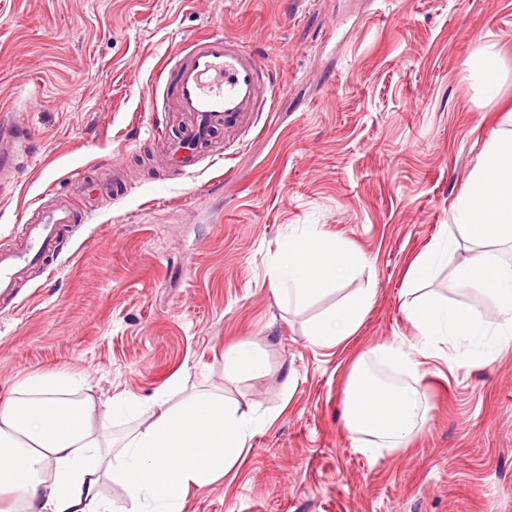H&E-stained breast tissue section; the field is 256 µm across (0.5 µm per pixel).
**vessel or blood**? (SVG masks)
<instances>
[{
	"mask_svg": "<svg viewBox=\"0 0 512 512\" xmlns=\"http://www.w3.org/2000/svg\"><path fill=\"white\" fill-rule=\"evenodd\" d=\"M161 86L169 90L176 111L187 123L175 138L154 128L157 153L163 163L187 173L196 167L201 147L211 142L215 130L248 133L255 113L272 111L277 90L270 67L220 34L193 39L176 54L174 66L159 73L148 94H155ZM22 142L20 125L9 120L0 123L1 171L10 166L13 148ZM73 220L71 203L62 196L56 197L51 208L26 219L21 244L0 253V296H11L17 279L45 262L60 226Z\"/></svg>",
	"mask_w": 512,
	"mask_h": 512,
	"instance_id": "b4317fda",
	"label": "vessel or blood"
}]
</instances>
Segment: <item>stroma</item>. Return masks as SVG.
I'll list each match as a JSON object with an SVG mask.
<instances>
[{
    "mask_svg": "<svg viewBox=\"0 0 512 512\" xmlns=\"http://www.w3.org/2000/svg\"><path fill=\"white\" fill-rule=\"evenodd\" d=\"M221 33L276 70L273 111L236 144L223 132L194 172L151 164L168 101L144 94L192 38ZM496 52V89L463 78ZM19 112L27 147L0 185V251L46 192L73 173L97 184L47 266L0 300V393L66 372L104 396L148 401L177 372L263 417L244 458L187 512H512V344L472 363L422 359L428 410L395 452L358 448L345 425L352 362L412 343L403 311L411 261L450 223L484 140L512 129V0H0V111ZM127 170L100 189L105 169ZM360 250L338 292L280 308L271 268L308 226ZM427 290L497 320L457 276L478 251L466 232ZM371 288L360 331L312 343L315 318ZM249 341L259 380L225 377V348Z\"/></svg>",
    "mask_w": 512,
    "mask_h": 512,
    "instance_id": "1",
    "label": "stroma"
}]
</instances>
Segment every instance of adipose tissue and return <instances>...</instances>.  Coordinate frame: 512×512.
<instances>
[{
    "instance_id": "ef3b65f1",
    "label": "adipose tissue",
    "mask_w": 512,
    "mask_h": 512,
    "mask_svg": "<svg viewBox=\"0 0 512 512\" xmlns=\"http://www.w3.org/2000/svg\"><path fill=\"white\" fill-rule=\"evenodd\" d=\"M457 227L476 241L512 244V135L491 134L453 208ZM455 240L440 229L409 266L404 311L418 340L381 345L374 356L402 370H415L416 355L453 350L473 339L472 362L495 355L512 340V264L482 252L458 272L460 281L497 304L499 321L487 326L472 310L440 302L420 286L448 258ZM364 255L316 228L288 239L272 266L275 296L297 308L335 292L340 280L363 267ZM374 291L354 292L319 320L313 343L332 347L361 329ZM224 373L261 379L266 362L250 342L224 351ZM345 424L369 451L403 448L417 427L416 388L377 387L364 359L347 380ZM132 420L119 432L103 420ZM258 426L220 392H190L174 375L150 401L134 395L103 399L81 378L63 373L26 377L0 395V512H185L189 494L223 478L245 451ZM119 485L123 504L102 493Z\"/></svg>"
}]
</instances>
